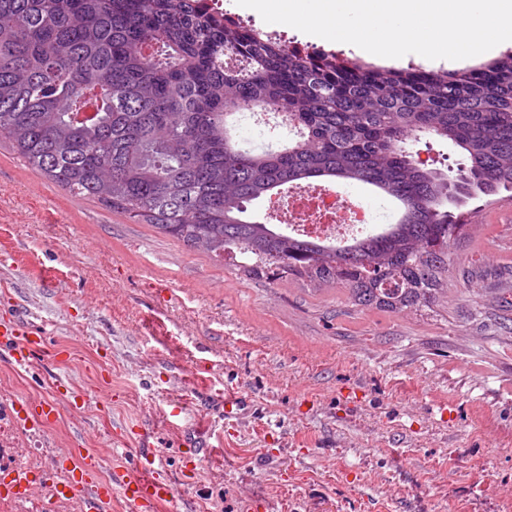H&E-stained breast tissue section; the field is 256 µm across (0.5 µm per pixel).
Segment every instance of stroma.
<instances>
[{
	"instance_id": "35a3bbf8",
	"label": "stroma",
	"mask_w": 512,
	"mask_h": 512,
	"mask_svg": "<svg viewBox=\"0 0 512 512\" xmlns=\"http://www.w3.org/2000/svg\"><path fill=\"white\" fill-rule=\"evenodd\" d=\"M238 132L258 152L293 138L269 112ZM466 212L447 293L391 313L338 285L246 276L72 196L0 139V317L22 312L46 338L24 367L0 351V444L50 478L52 457L116 464L150 433L190 512H512V192ZM227 394L247 401L229 420ZM17 398L54 401L42 432L11 423Z\"/></svg>"
}]
</instances>
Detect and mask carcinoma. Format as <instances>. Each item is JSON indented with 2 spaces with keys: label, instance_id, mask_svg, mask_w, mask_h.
Masks as SVG:
<instances>
[{
  "label": "carcinoma",
  "instance_id": "1",
  "mask_svg": "<svg viewBox=\"0 0 512 512\" xmlns=\"http://www.w3.org/2000/svg\"><path fill=\"white\" fill-rule=\"evenodd\" d=\"M199 0H0V138L36 173L258 276L343 285L357 305L419 310L448 290L466 225L448 206L512 191V51L454 71L302 56ZM286 117L298 140L241 145L233 117ZM463 154L448 185L407 150ZM361 185L396 219L344 245L248 211L282 187ZM406 148L417 159L426 160L429 157L438 160L437 163L431 165V168H437L442 173L447 174L448 164L456 167L455 164L462 160L461 153L450 146L446 140L434 135H425L417 137L416 140H410ZM443 158H448L444 161Z\"/></svg>",
  "mask_w": 512,
  "mask_h": 512
}]
</instances>
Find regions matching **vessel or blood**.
Segmentation results:
<instances>
[{
  "instance_id": "b4317fda",
  "label": "vessel or blood",
  "mask_w": 512,
  "mask_h": 512,
  "mask_svg": "<svg viewBox=\"0 0 512 512\" xmlns=\"http://www.w3.org/2000/svg\"><path fill=\"white\" fill-rule=\"evenodd\" d=\"M42 345V337L24 323L0 324V349L7 352L15 365H27ZM56 464L65 472L66 479L49 486L42 505L44 512L73 499L78 500L80 512H111L116 500L125 512H184L177 504L171 482L154 470L142 468L132 472L117 465L109 468V478L102 480L98 473L106 465L100 457L62 456ZM39 485V476L31 470L0 465V498L25 499Z\"/></svg>"
}]
</instances>
